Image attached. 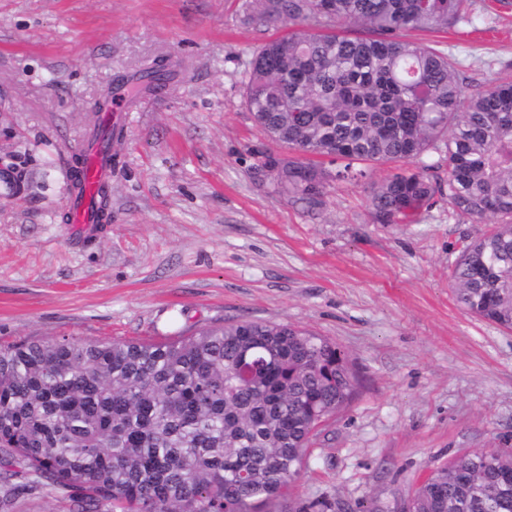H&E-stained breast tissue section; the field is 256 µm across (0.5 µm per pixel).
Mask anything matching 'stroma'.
I'll list each match as a JSON object with an SVG mask.
<instances>
[{
	"label": "stroma",
	"mask_w": 512,
	"mask_h": 512,
	"mask_svg": "<svg viewBox=\"0 0 512 512\" xmlns=\"http://www.w3.org/2000/svg\"><path fill=\"white\" fill-rule=\"evenodd\" d=\"M244 0H0V345L74 337L155 340L221 323L306 327L358 378L323 426L294 501L321 512H401L454 456L512 447V331L457 302L465 242L492 232L439 202L416 224L375 223L374 186L326 190L311 211L259 164L297 159L253 121L243 77L284 32L246 21ZM407 39L460 64L465 90L512 82V0H474L472 20ZM172 61L157 97L126 115L112 221H59L71 149L102 92Z\"/></svg>",
	"instance_id": "obj_1"
}]
</instances>
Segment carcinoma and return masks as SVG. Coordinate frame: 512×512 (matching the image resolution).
<instances>
[{
    "mask_svg": "<svg viewBox=\"0 0 512 512\" xmlns=\"http://www.w3.org/2000/svg\"><path fill=\"white\" fill-rule=\"evenodd\" d=\"M473 0H248L263 44L244 75L254 122L312 162L267 154L274 189L314 210L356 163L413 169L375 187L381 224H409L436 198L490 234L452 272L471 315L512 329V84L467 94L459 63L408 30L470 22ZM361 26L368 38L338 34ZM438 159L430 161L432 155ZM448 168L447 187L430 172ZM336 343L261 321L168 341L61 338L0 346V487L68 512H307L290 500L312 439L354 397ZM407 512H512V451H472L431 470Z\"/></svg>",
    "mask_w": 512,
    "mask_h": 512,
    "instance_id": "obj_1",
    "label": "carcinoma"
}]
</instances>
